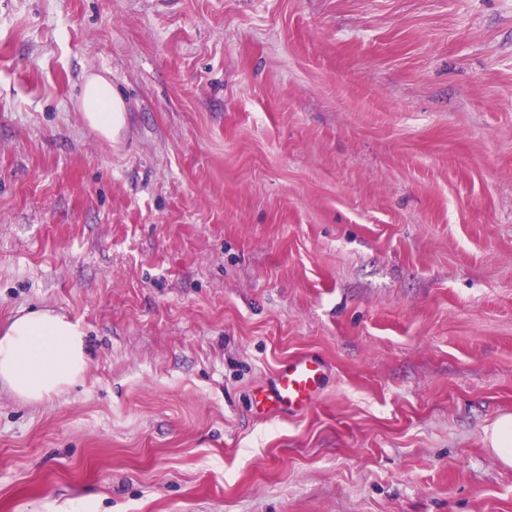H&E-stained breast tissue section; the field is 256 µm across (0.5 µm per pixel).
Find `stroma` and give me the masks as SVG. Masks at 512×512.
I'll return each mask as SVG.
<instances>
[{
	"instance_id": "stroma-1",
	"label": "stroma",
	"mask_w": 512,
	"mask_h": 512,
	"mask_svg": "<svg viewBox=\"0 0 512 512\" xmlns=\"http://www.w3.org/2000/svg\"><path fill=\"white\" fill-rule=\"evenodd\" d=\"M36 309L90 362L0 386V512H512V0H0V326ZM85 121L105 140L110 141L126 124V105L101 75L88 76L80 98ZM325 374L326 365L317 357L289 359L277 368L270 384L253 391L251 406L258 414L304 412L319 394ZM490 445L505 465L512 466V415L501 416L493 426Z\"/></svg>"
}]
</instances>
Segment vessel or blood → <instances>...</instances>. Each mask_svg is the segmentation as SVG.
Segmentation results:
<instances>
[{
    "mask_svg": "<svg viewBox=\"0 0 512 512\" xmlns=\"http://www.w3.org/2000/svg\"><path fill=\"white\" fill-rule=\"evenodd\" d=\"M325 374L326 365L317 357L302 355L289 359L277 368L270 384L253 391L251 406L259 414L304 412L319 394Z\"/></svg>",
    "mask_w": 512,
    "mask_h": 512,
    "instance_id": "obj_1",
    "label": "vessel or blood"
}]
</instances>
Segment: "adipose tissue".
<instances>
[{
    "label": "adipose tissue",
    "instance_id": "ef3b65f1",
    "mask_svg": "<svg viewBox=\"0 0 512 512\" xmlns=\"http://www.w3.org/2000/svg\"><path fill=\"white\" fill-rule=\"evenodd\" d=\"M80 108L105 140L126 124L125 102L103 76L87 77ZM87 367L85 333L62 314L45 309L22 313L0 333V383L24 401L39 403L64 393Z\"/></svg>",
    "mask_w": 512,
    "mask_h": 512
}]
</instances>
